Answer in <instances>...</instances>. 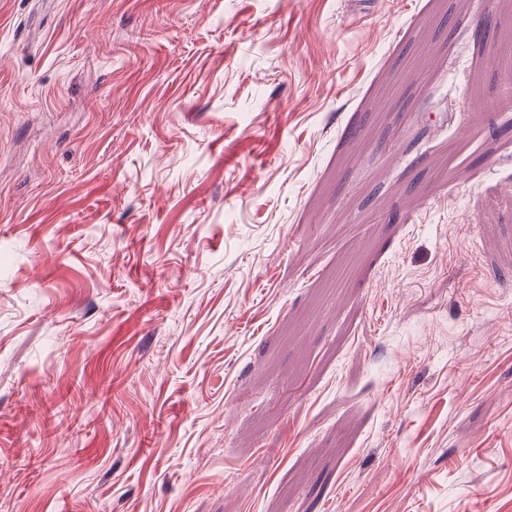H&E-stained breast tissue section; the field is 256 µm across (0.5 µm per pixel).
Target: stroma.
Wrapping results in <instances>:
<instances>
[{"mask_svg": "<svg viewBox=\"0 0 512 512\" xmlns=\"http://www.w3.org/2000/svg\"><path fill=\"white\" fill-rule=\"evenodd\" d=\"M495 57L492 0H0V512H512Z\"/></svg>", "mask_w": 512, "mask_h": 512, "instance_id": "obj_1", "label": "stroma"}]
</instances>
